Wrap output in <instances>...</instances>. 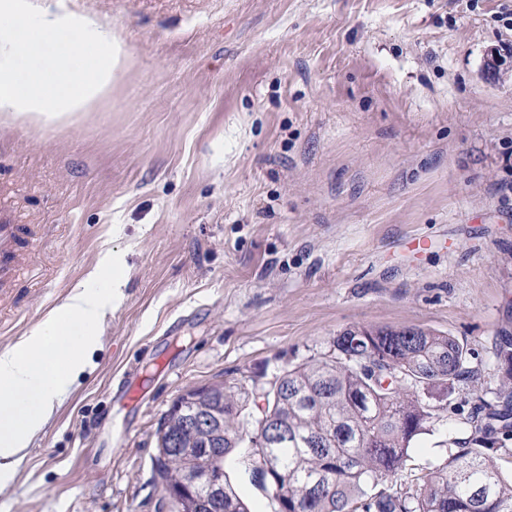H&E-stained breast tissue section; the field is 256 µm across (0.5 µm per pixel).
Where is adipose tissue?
Segmentation results:
<instances>
[{
  "label": "adipose tissue",
  "mask_w": 512,
  "mask_h": 512,
  "mask_svg": "<svg viewBox=\"0 0 512 512\" xmlns=\"http://www.w3.org/2000/svg\"><path fill=\"white\" fill-rule=\"evenodd\" d=\"M130 64L124 43L66 0H0V125L70 124L108 97ZM101 287L75 288L13 346L0 350V490L53 416L100 342V326L122 285L111 252Z\"/></svg>",
  "instance_id": "ef3b65f1"
}]
</instances>
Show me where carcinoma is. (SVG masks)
<instances>
[{
  "instance_id": "obj_1",
  "label": "carcinoma",
  "mask_w": 512,
  "mask_h": 512,
  "mask_svg": "<svg viewBox=\"0 0 512 512\" xmlns=\"http://www.w3.org/2000/svg\"><path fill=\"white\" fill-rule=\"evenodd\" d=\"M469 351L429 329L360 326L336 336L332 353L286 369L264 396L265 417L287 435L261 448L255 393L243 382L212 384L208 410L220 423L208 439L170 408L157 433L156 474L166 492L192 483L206 468L224 467L241 445L252 448V478L275 512H512V478L488 455L512 437V336L497 359L510 366L497 400H481L475 432L453 442L448 461L420 469L407 485L392 478L413 470V441L440 420L427 399L448 397L475 377ZM197 512H250L224 478V493L195 489Z\"/></svg>"
}]
</instances>
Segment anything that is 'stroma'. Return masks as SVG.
<instances>
[{
  "instance_id": "1",
  "label": "stroma",
  "mask_w": 512,
  "mask_h": 512,
  "mask_svg": "<svg viewBox=\"0 0 512 512\" xmlns=\"http://www.w3.org/2000/svg\"><path fill=\"white\" fill-rule=\"evenodd\" d=\"M133 64L64 128H0L27 225L0 349L103 250L126 283L93 366L0 493L8 512H174L155 433L187 388L328 355L353 326L467 345L477 378L414 442L448 458L512 333V0H67ZM241 447L225 469L275 512Z\"/></svg>"
}]
</instances>
